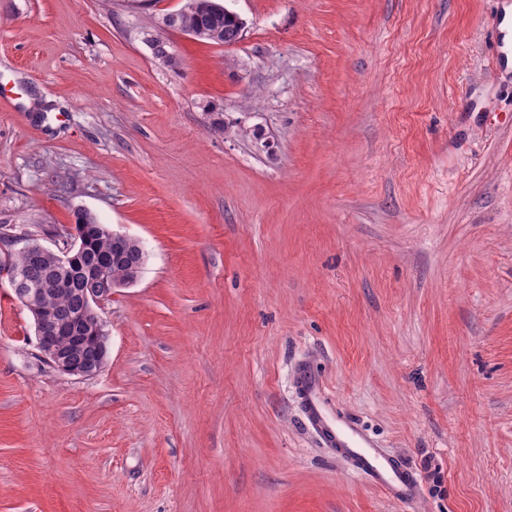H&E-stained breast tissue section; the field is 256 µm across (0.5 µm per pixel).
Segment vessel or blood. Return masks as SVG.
Wrapping results in <instances>:
<instances>
[{
    "label": "vessel or blood",
    "mask_w": 512,
    "mask_h": 512,
    "mask_svg": "<svg viewBox=\"0 0 512 512\" xmlns=\"http://www.w3.org/2000/svg\"><path fill=\"white\" fill-rule=\"evenodd\" d=\"M305 417L322 446L330 448L349 463L353 472L380 489L390 500L410 503L420 495L414 473L396 456L378 448L375 441L354 420L332 415L324 402L321 375L302 368L295 379Z\"/></svg>",
    "instance_id": "vessel-or-blood-1"
}]
</instances>
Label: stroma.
Segmentation results:
<instances>
[{
  "mask_svg": "<svg viewBox=\"0 0 512 512\" xmlns=\"http://www.w3.org/2000/svg\"><path fill=\"white\" fill-rule=\"evenodd\" d=\"M503 2L226 0L173 71L141 31L184 0H0V225L147 252L91 378L0 276V512H512ZM302 361L417 501L322 448Z\"/></svg>",
  "mask_w": 512,
  "mask_h": 512,
  "instance_id": "35a3bbf8",
  "label": "stroma"
}]
</instances>
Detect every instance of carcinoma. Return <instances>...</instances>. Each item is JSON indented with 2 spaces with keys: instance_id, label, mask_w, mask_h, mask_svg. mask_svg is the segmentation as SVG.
<instances>
[{
  "instance_id": "obj_1",
  "label": "carcinoma",
  "mask_w": 512,
  "mask_h": 512,
  "mask_svg": "<svg viewBox=\"0 0 512 512\" xmlns=\"http://www.w3.org/2000/svg\"><path fill=\"white\" fill-rule=\"evenodd\" d=\"M216 0H203L197 11L181 9L162 16L161 21L142 31V40L153 57L164 66L178 70L182 61L165 37L169 31L196 33L206 43L230 45L238 41L240 28L234 16L224 12V5L214 6ZM74 237L85 241V248L67 261L55 251H20L11 258L12 268L22 274L23 288H39L32 316L49 312L56 321H65L70 313L81 307L90 288H110L125 281L132 273H142L146 252L141 245L115 248L112 238L97 217L88 211L77 213ZM109 260L104 273L95 271L103 260ZM107 352L96 339H86L75 346L73 361L86 371L99 370L105 364Z\"/></svg>"
}]
</instances>
